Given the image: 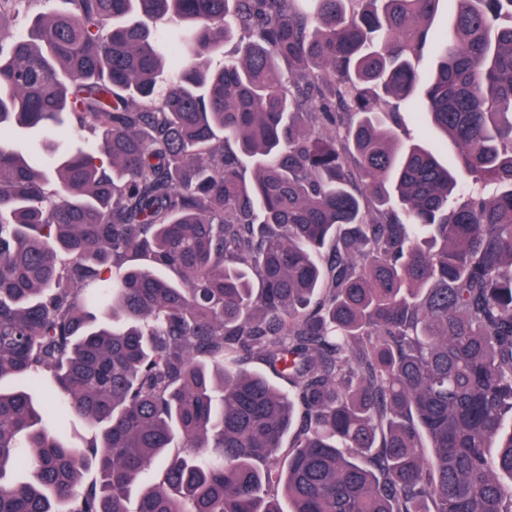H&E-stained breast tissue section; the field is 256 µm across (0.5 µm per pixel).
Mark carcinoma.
<instances>
[{
    "mask_svg": "<svg viewBox=\"0 0 512 512\" xmlns=\"http://www.w3.org/2000/svg\"><path fill=\"white\" fill-rule=\"evenodd\" d=\"M32 2L0 512H512V0ZM402 118L407 128H409L412 138L417 143L425 144L445 161L448 160V157H452L455 154L456 151L453 145L448 142L447 148L443 137L436 132L424 117L403 113Z\"/></svg>",
    "mask_w": 512,
    "mask_h": 512,
    "instance_id": "cac0c4a2",
    "label": "carcinoma"
}]
</instances>
